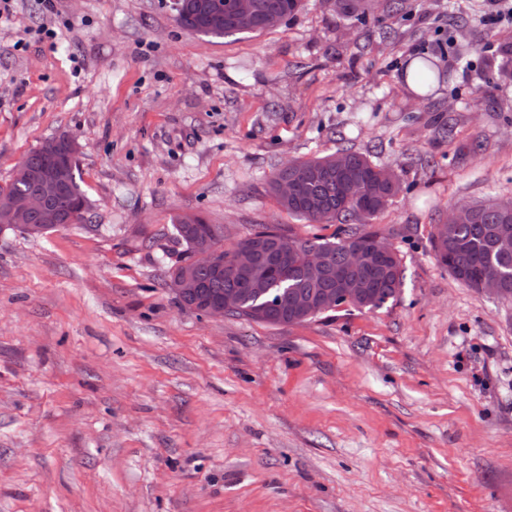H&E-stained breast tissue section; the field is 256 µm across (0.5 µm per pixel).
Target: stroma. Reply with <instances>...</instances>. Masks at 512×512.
I'll list each match as a JSON object with an SVG mask.
<instances>
[{
  "mask_svg": "<svg viewBox=\"0 0 512 512\" xmlns=\"http://www.w3.org/2000/svg\"><path fill=\"white\" fill-rule=\"evenodd\" d=\"M172 3L0 18V185L66 134L91 207L0 232V512H512V304L431 246L454 206L512 199V25L485 26L484 0H408L393 21L305 0L210 38ZM453 16L466 59L410 96L405 62ZM340 145L405 186L369 225L401 259L395 305L270 326L178 302L176 217L223 226L226 249L260 224L331 235L267 181Z\"/></svg>",
  "mask_w": 512,
  "mask_h": 512,
  "instance_id": "obj_1",
  "label": "stroma"
}]
</instances>
